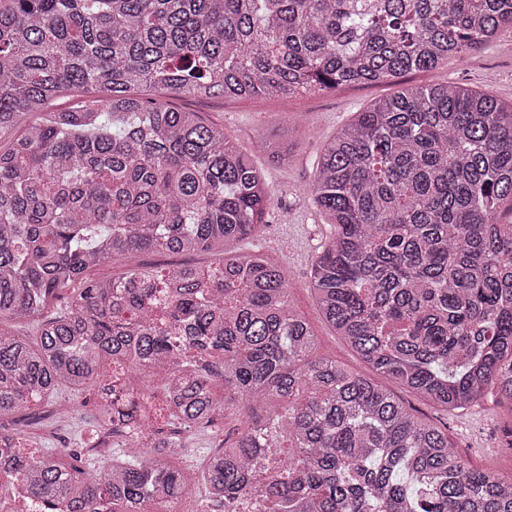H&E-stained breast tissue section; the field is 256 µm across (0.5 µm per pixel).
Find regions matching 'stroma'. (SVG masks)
I'll use <instances>...</instances> for the list:
<instances>
[{"label": "stroma", "mask_w": 512, "mask_h": 512, "mask_svg": "<svg viewBox=\"0 0 512 512\" xmlns=\"http://www.w3.org/2000/svg\"><path fill=\"white\" fill-rule=\"evenodd\" d=\"M447 81L488 92L499 101L512 104V32L502 33L492 43L472 50L463 60H451L437 69L412 72L379 84L343 86L290 98L193 99L162 92L152 95L156 102L197 112L223 124L225 134L251 154L275 193L274 207L267 216L268 227L258 239V246L285 270L289 299L318 338L317 355L367 377L372 376V369L335 336L310 289L312 263L333 233L308 195L316 160L322 145L355 113L393 96L404 86ZM270 125L289 128L293 133L292 156L281 167L269 165L257 146L260 133ZM397 394L432 421L447 424L454 450L464 463L493 470L504 480L512 478V449L504 447L500 432L504 423H512V411L501 406L496 395H487L479 405L465 411L448 412L405 389H398ZM82 401L81 414L69 420L56 416L45 404L35 403L28 412L27 431L51 448H75L82 442L96 446L98 439L91 431L95 396L85 394ZM236 425L234 416H220L214 426L189 438L190 451L180 462L192 481V497L184 502L188 510L194 498L204 495L201 485L194 482L204 451L220 447L227 436L234 434Z\"/></svg>", "instance_id": "35a3bbf8"}]
</instances>
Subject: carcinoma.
Instances as JSON below:
<instances>
[{"label": "carcinoma", "instance_id": "1", "mask_svg": "<svg viewBox=\"0 0 512 512\" xmlns=\"http://www.w3.org/2000/svg\"><path fill=\"white\" fill-rule=\"evenodd\" d=\"M507 28L512 0H0V424L92 390L96 427L124 437L169 368L143 447L109 464L29 450L0 427V503L20 481L68 512H181L175 457L228 412L237 435L198 474L226 512L242 498L264 512H512V482L466 466L448 431L313 357L284 269L229 248L265 232L269 184L223 125L144 98L379 83ZM83 90L99 96L46 109ZM288 135L259 148L284 162ZM309 196L334 227L309 278L336 335L445 410L488 393L512 405V105L449 82L405 87L323 146ZM200 252L220 260H137ZM160 418L177 433L159 436ZM282 437L294 454L259 478ZM138 259L162 269L173 268L185 262L207 266L217 261L216 256L211 253H198L189 256L145 253L140 255Z\"/></svg>", "mask_w": 512, "mask_h": 512}]
</instances>
